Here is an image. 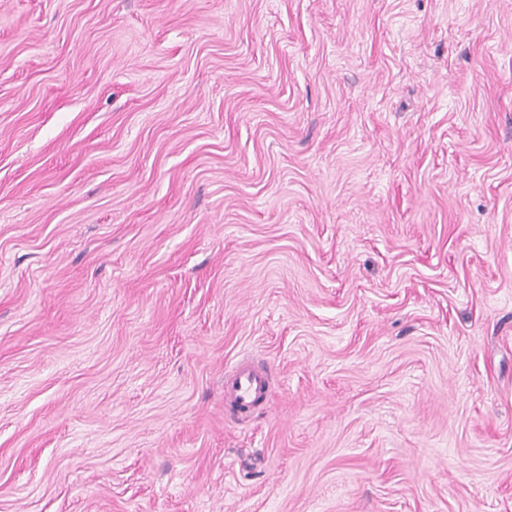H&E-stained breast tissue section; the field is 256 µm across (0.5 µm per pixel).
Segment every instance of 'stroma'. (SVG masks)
Masks as SVG:
<instances>
[{
	"mask_svg": "<svg viewBox=\"0 0 512 512\" xmlns=\"http://www.w3.org/2000/svg\"><path fill=\"white\" fill-rule=\"evenodd\" d=\"M0 512H512V0H0ZM269 382L267 376L250 361L240 360L224 375V400L230 411L247 417L267 401Z\"/></svg>",
	"mask_w": 512,
	"mask_h": 512,
	"instance_id": "stroma-1",
	"label": "stroma"
}]
</instances>
